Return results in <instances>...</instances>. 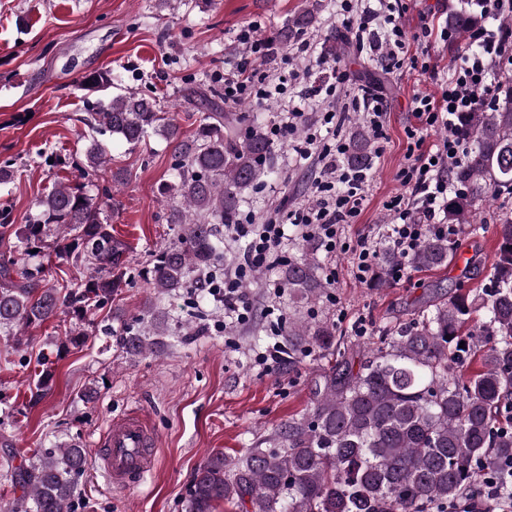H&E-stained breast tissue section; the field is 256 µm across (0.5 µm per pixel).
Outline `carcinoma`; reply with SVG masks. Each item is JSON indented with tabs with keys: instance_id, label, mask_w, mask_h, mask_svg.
<instances>
[{
	"instance_id": "obj_1",
	"label": "carcinoma",
	"mask_w": 512,
	"mask_h": 512,
	"mask_svg": "<svg viewBox=\"0 0 512 512\" xmlns=\"http://www.w3.org/2000/svg\"><path fill=\"white\" fill-rule=\"evenodd\" d=\"M320 4L304 7L278 32L285 44L317 22ZM478 15L448 10V26L464 31ZM114 76L95 71L79 87L106 91ZM224 92L200 90L195 132L183 137L175 115L146 94L118 95L97 103L82 119L90 141L81 181L61 184L38 202L36 213L13 224L0 213V240L16 239L13 254L0 259V333L38 327L65 315L63 348L79 347L89 315L112 304L127 271L128 245L104 223L112 201L109 149L103 136L137 149L151 133L174 146L173 180L163 185L166 221L180 226L178 239L153 255L150 284L175 294L224 257L218 224L237 223L244 194L274 173L263 126L247 112L223 105ZM469 152L452 178L460 192L448 197V223L475 233L480 205L498 190L512 192V78H505L494 109L464 117ZM347 162L367 167L373 147L367 131L351 133ZM497 250L487 288H457L448 297L422 303L412 321L371 336L368 353L338 349L333 325L288 320L284 336L288 365L300 364L311 346L338 356L315 383L314 407L275 433L270 447L239 456L210 455L195 473L187 512H215L231 503L239 512H440L448 501L477 484L483 472L512 460V218L499 219ZM90 270L88 279L63 289L49 284L45 251ZM455 257V235L431 234L408 258L421 270ZM314 249L282 270L288 292L308 302L326 284L316 273ZM151 326L119 332L123 352L137 358L153 351ZM464 347H459V344ZM482 369L468 373L471 358ZM88 465L77 442L36 453L9 474L21 491L8 512H74V494Z\"/></svg>"
}]
</instances>
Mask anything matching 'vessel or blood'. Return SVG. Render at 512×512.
Listing matches in <instances>:
<instances>
[{"label":"vessel or blood","instance_id":"obj_1","mask_svg":"<svg viewBox=\"0 0 512 512\" xmlns=\"http://www.w3.org/2000/svg\"><path fill=\"white\" fill-rule=\"evenodd\" d=\"M156 438L148 422L130 414L110 422L95 444L98 467L116 488H135L149 471Z\"/></svg>","mask_w":512,"mask_h":512}]
</instances>
